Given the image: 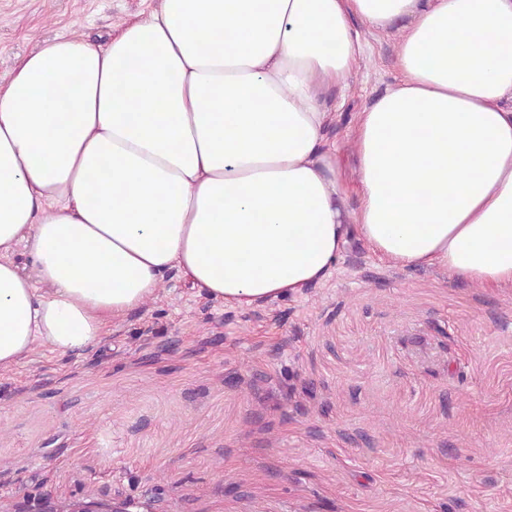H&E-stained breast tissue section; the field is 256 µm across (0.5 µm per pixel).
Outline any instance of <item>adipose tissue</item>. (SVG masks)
I'll return each mask as SVG.
<instances>
[{
    "label": "adipose tissue",
    "mask_w": 512,
    "mask_h": 512,
    "mask_svg": "<svg viewBox=\"0 0 512 512\" xmlns=\"http://www.w3.org/2000/svg\"><path fill=\"white\" fill-rule=\"evenodd\" d=\"M354 17L399 26L400 77L359 114L350 212L321 92L358 62ZM354 237L512 288V0H160L0 85V371L98 344L170 270L247 308L324 283Z\"/></svg>",
    "instance_id": "1"
}]
</instances>
